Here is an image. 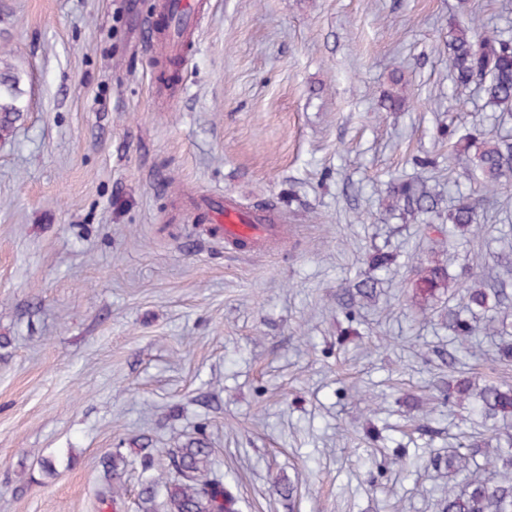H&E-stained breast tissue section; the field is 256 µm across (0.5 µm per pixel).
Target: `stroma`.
I'll return each instance as SVG.
<instances>
[{
    "label": "stroma",
    "mask_w": 512,
    "mask_h": 512,
    "mask_svg": "<svg viewBox=\"0 0 512 512\" xmlns=\"http://www.w3.org/2000/svg\"><path fill=\"white\" fill-rule=\"evenodd\" d=\"M197 2L166 85L146 47L163 0H0L27 105L0 138V512H137L135 468L101 508L103 456L198 439L240 512H441L431 459L486 430L449 376L512 383L448 315L469 274L499 275L512 324V223L489 207L451 245L446 219L406 221L388 189L426 181L447 209L451 135L512 137L448 70L449 23L512 37V0ZM212 199L281 232L227 248ZM419 256L449 274L428 321Z\"/></svg>",
    "instance_id": "1"
}]
</instances>
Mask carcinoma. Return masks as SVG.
<instances>
[{"label":"carcinoma","instance_id":"carcinoma-1","mask_svg":"<svg viewBox=\"0 0 512 512\" xmlns=\"http://www.w3.org/2000/svg\"><path fill=\"white\" fill-rule=\"evenodd\" d=\"M474 25L454 23L448 27V69L453 76L457 97H462L475 82H480L487 104L501 112H512V38L498 31H487L477 38ZM24 112L22 76L9 65H0V137L7 136ZM458 160L464 173L475 177L473 185L460 190L448 209V239L481 224L479 199L493 197L512 186V139L476 130L453 145L448 160ZM390 197L403 203L407 216L427 223L437 209L434 193L425 185L402 181L391 187ZM416 284L425 298L435 296L448 285L445 269L425 262L416 270ZM462 299L471 317L490 311L491 295L479 281L462 289ZM448 329L456 336H469V320L448 314ZM448 397L464 402L478 401L486 420L512 419V386L486 384L473 386L459 379L448 388ZM448 473L470 469L471 458L457 449L448 452ZM488 473L470 479L462 490L451 486L443 500L442 512H512V450L497 448L488 460ZM104 484L99 501L114 507L126 495L122 476L127 458L117 450L102 460ZM141 473L145 479L138 492V512H239L238 498L218 474L213 449L199 440L182 448L140 449Z\"/></svg>","mask_w":512,"mask_h":512}]
</instances>
